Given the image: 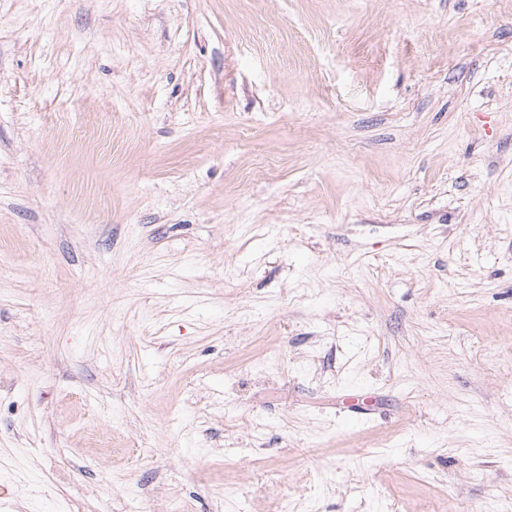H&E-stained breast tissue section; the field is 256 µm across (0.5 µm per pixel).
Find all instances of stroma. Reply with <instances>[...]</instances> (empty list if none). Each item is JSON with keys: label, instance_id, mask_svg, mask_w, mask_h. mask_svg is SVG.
Wrapping results in <instances>:
<instances>
[{"label": "stroma", "instance_id": "35a3bbf8", "mask_svg": "<svg viewBox=\"0 0 512 512\" xmlns=\"http://www.w3.org/2000/svg\"><path fill=\"white\" fill-rule=\"evenodd\" d=\"M299 498L512 505V0H0V512Z\"/></svg>", "mask_w": 512, "mask_h": 512}]
</instances>
